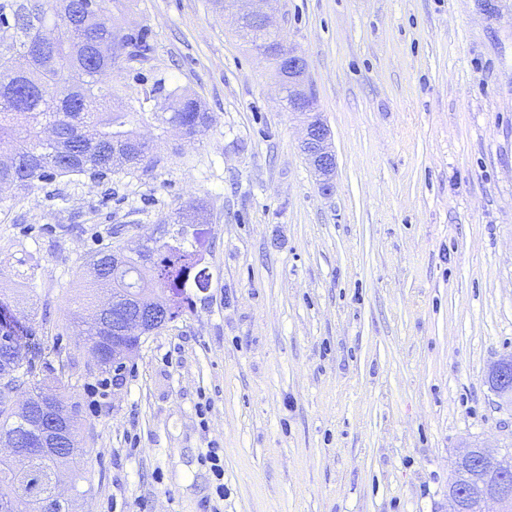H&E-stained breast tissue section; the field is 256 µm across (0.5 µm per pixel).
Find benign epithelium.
<instances>
[{"instance_id": "1", "label": "benign epithelium", "mask_w": 512, "mask_h": 512, "mask_svg": "<svg viewBox=\"0 0 512 512\" xmlns=\"http://www.w3.org/2000/svg\"><path fill=\"white\" fill-rule=\"evenodd\" d=\"M252 7L247 16H257L265 31H270L269 18L272 9L263 8L270 0H250ZM287 54L281 59L282 78L288 79V109L303 118L305 135L301 150L310 161L322 191L329 192L333 187L336 171V155L332 146L331 131L318 108L309 102L307 87V62L295 49L286 47ZM158 323L152 313L142 308H131L124 319L112 323V348L94 347L95 364L112 362V370H117L131 355V349L124 339L145 335L154 330ZM493 392L501 399L512 401V357L497 360L490 369ZM26 412L33 425L34 447L19 448L15 441L4 443L1 455L19 457L33 451L49 453L55 457L73 446L70 422L60 414L52 402V397L43 396L27 404ZM459 469L458 483L448 489V512H512V483L508 479L481 491H473L470 470L493 469L500 473L512 472V452L507 448L490 449L473 445L462 452L455 460Z\"/></svg>"}]
</instances>
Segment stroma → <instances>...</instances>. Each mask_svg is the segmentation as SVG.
Masks as SVG:
<instances>
[{
  "label": "stroma",
  "instance_id": "stroma-1",
  "mask_svg": "<svg viewBox=\"0 0 512 512\" xmlns=\"http://www.w3.org/2000/svg\"><path fill=\"white\" fill-rule=\"evenodd\" d=\"M125 4L114 22L152 50L112 86L154 163L0 214V296L42 347L31 384L62 376L86 450L60 494L74 512H445L459 451L512 445L488 383L512 356V0H278L331 130L328 194L234 16ZM156 86L196 95L208 133L159 124ZM192 201L211 286L100 388L75 328L88 258Z\"/></svg>",
  "mask_w": 512,
  "mask_h": 512
}]
</instances>
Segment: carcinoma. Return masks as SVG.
Instances as JSON below:
<instances>
[{"label":"carcinoma","mask_w":512,"mask_h":512,"mask_svg":"<svg viewBox=\"0 0 512 512\" xmlns=\"http://www.w3.org/2000/svg\"><path fill=\"white\" fill-rule=\"evenodd\" d=\"M119 0H100V8L81 13L82 0H3L0 25L13 30L8 43L0 41V185L10 184L26 196L38 183L57 176L89 173L102 176L114 169L146 168L153 147L129 128L130 113L112 90V72L122 58L147 57L152 46L148 32L125 29L112 23V5ZM76 17V28L62 26L50 38L41 28L48 16ZM241 28L251 31L252 46L263 47L258 56L276 60L273 52L284 48L283 38L261 32L251 19L240 18ZM31 53L36 64L15 70L16 57ZM168 114L161 122L178 126L188 139L205 135L213 116L187 93H167ZM208 223L205 207L192 202L175 215L146 229L142 242L124 253L121 245L99 249L90 255L93 285L111 294L106 313L117 315L126 306L141 303L154 309L165 324L183 316L192 298L188 289L211 284V274L195 248L200 224ZM121 266H112V256ZM33 332L8 314L0 300V336L13 348L0 350V390L29 382L32 360L20 340ZM65 383L35 387V396L50 394L59 410L67 409ZM28 418L14 410L0 395V435L23 439ZM46 456H0V501L15 499L21 512H59L58 466Z\"/></svg>","instance_id":"carcinoma-1"}]
</instances>
